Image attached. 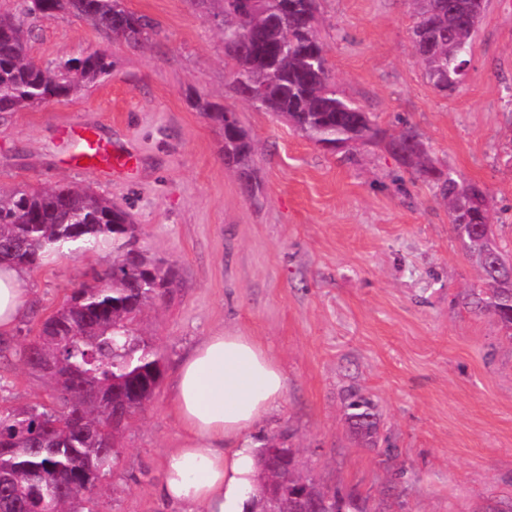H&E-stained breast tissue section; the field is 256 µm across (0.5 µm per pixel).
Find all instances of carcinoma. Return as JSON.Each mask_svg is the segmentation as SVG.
Masks as SVG:
<instances>
[{
    "instance_id": "obj_1",
    "label": "carcinoma",
    "mask_w": 512,
    "mask_h": 512,
    "mask_svg": "<svg viewBox=\"0 0 512 512\" xmlns=\"http://www.w3.org/2000/svg\"><path fill=\"white\" fill-rule=\"evenodd\" d=\"M223 22L224 52L236 96L282 117L303 137L326 148L383 140L368 113L340 97L318 36L316 0H207ZM415 55L432 86L443 94L458 78L456 63L470 52L475 0H411ZM83 19L131 47L143 44L152 20L124 0H18L16 12L0 13V112H17L70 98L114 67L95 50L80 59L44 67L29 57L31 29L25 18L60 15ZM197 107L218 127L224 165L238 176L250 198L260 184L253 169L255 144L234 110ZM385 141V140H383ZM386 149L417 177L431 182L448 205L450 222L469 256L490 210L480 211L486 192L477 184L435 168L425 143L411 128L385 141ZM107 251L112 264L82 283L36 327L34 340L17 346L0 338V359L10 355L39 373L54 389L53 401L0 410V508L6 512H83L84 500L114 471L123 448L120 434L149 402L163 377V358L138 336L132 322L177 287L173 266L142 245L139 226L112 201L84 188L39 191L17 185L0 190V260L29 272L66 252ZM466 305L490 313L512 340V288L487 279ZM348 421L359 443L379 445L374 403L352 393ZM273 437L258 449L263 489L256 512L316 510L325 484L304 470L300 459L282 461ZM327 501V500H325ZM327 506L365 512L358 497L336 491Z\"/></svg>"
}]
</instances>
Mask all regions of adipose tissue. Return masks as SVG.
<instances>
[{
	"label": "adipose tissue",
	"instance_id": "ef3b65f1",
	"mask_svg": "<svg viewBox=\"0 0 512 512\" xmlns=\"http://www.w3.org/2000/svg\"><path fill=\"white\" fill-rule=\"evenodd\" d=\"M26 270L0 265V335L26 315ZM286 394L279 364L242 332L206 337L177 372L174 409L183 435L168 451L156 494L185 512H252L258 493V442L252 430Z\"/></svg>",
	"mask_w": 512,
	"mask_h": 512
}]
</instances>
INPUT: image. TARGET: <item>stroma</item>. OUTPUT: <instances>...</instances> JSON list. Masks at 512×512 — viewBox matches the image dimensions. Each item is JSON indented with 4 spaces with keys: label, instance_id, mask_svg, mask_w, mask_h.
<instances>
[{
    "label": "stroma",
    "instance_id": "obj_1",
    "mask_svg": "<svg viewBox=\"0 0 512 512\" xmlns=\"http://www.w3.org/2000/svg\"><path fill=\"white\" fill-rule=\"evenodd\" d=\"M151 18L143 47L60 16L38 23V63L105 51L114 69L77 96L0 116V188L75 184L129 212L178 274L135 327L161 354L154 399L130 420L94 512H180L156 488L181 427L176 373L205 337L242 331L279 363L283 402L251 432L291 433L321 482L369 512H512V340L465 297L480 287L434 185L383 147L328 152L231 89L224 41L198 0H125ZM337 92L389 134L413 127L433 164L479 184L512 252V0H487L463 83L441 95L412 52L409 0H318ZM234 110L257 144V198L225 167L218 127L193 105ZM95 126L133 155L132 176L69 166L68 128ZM108 253L47 261L28 275L21 328L109 266ZM370 396L389 444L363 448L346 421ZM47 381L0 361V410L50 403Z\"/></svg>",
    "mask_w": 512,
    "mask_h": 512
}]
</instances>
